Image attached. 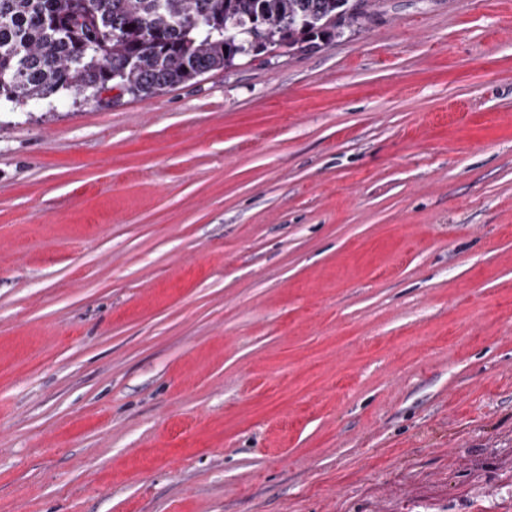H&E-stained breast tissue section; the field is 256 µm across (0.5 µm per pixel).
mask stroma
<instances>
[{"mask_svg": "<svg viewBox=\"0 0 512 512\" xmlns=\"http://www.w3.org/2000/svg\"><path fill=\"white\" fill-rule=\"evenodd\" d=\"M0 512H512V0L1 109Z\"/></svg>", "mask_w": 512, "mask_h": 512, "instance_id": "obj_1", "label": "stroma"}]
</instances>
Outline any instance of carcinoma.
Listing matches in <instances>:
<instances>
[{"label":"carcinoma","mask_w":512,"mask_h":512,"mask_svg":"<svg viewBox=\"0 0 512 512\" xmlns=\"http://www.w3.org/2000/svg\"><path fill=\"white\" fill-rule=\"evenodd\" d=\"M366 0H0V103L151 98L235 60L330 41Z\"/></svg>","instance_id":"carcinoma-1"}]
</instances>
